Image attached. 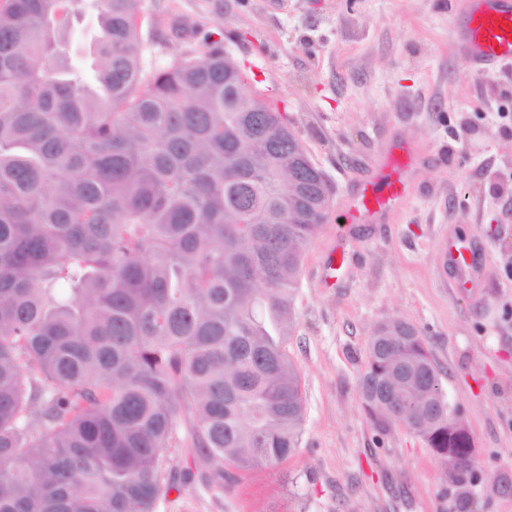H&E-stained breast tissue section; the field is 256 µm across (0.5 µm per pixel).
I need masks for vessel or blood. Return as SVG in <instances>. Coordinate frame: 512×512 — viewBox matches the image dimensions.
Segmentation results:
<instances>
[{"label": "vessel or blood", "instance_id": "1", "mask_svg": "<svg viewBox=\"0 0 512 512\" xmlns=\"http://www.w3.org/2000/svg\"><path fill=\"white\" fill-rule=\"evenodd\" d=\"M456 32L476 70L512 63V0H471L461 15ZM411 160L410 154L391 159L390 171L382 185L368 184L351 200L349 212L358 218L396 208L407 193L401 175ZM443 264L452 267L457 284H466L481 264L480 256L468 240L439 237L435 242Z\"/></svg>", "mask_w": 512, "mask_h": 512}]
</instances>
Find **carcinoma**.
I'll return each mask as SVG.
<instances>
[{
    "label": "carcinoma",
    "mask_w": 512,
    "mask_h": 512,
    "mask_svg": "<svg viewBox=\"0 0 512 512\" xmlns=\"http://www.w3.org/2000/svg\"><path fill=\"white\" fill-rule=\"evenodd\" d=\"M69 2L0 0V512H157L299 448L288 338L331 189L220 47L146 73L140 0H92L87 81ZM360 389L471 483L414 326L375 328ZM95 32V21L92 16H85L74 21L68 32L69 62L74 66H84L83 50Z\"/></svg>",
    "instance_id": "cac0c4a2"
}]
</instances>
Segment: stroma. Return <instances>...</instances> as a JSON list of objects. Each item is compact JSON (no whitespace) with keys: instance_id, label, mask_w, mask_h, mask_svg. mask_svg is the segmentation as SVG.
I'll return each instance as SVG.
<instances>
[{"instance_id":"stroma-1","label":"stroma","mask_w":512,"mask_h":512,"mask_svg":"<svg viewBox=\"0 0 512 512\" xmlns=\"http://www.w3.org/2000/svg\"><path fill=\"white\" fill-rule=\"evenodd\" d=\"M466 0H141L146 71L222 47L247 91L284 112L332 188L307 247L288 354L305 402L296 454L187 486L158 512H512V70L475 72L454 25ZM412 146L397 210L346 220L392 152ZM469 239L484 265L464 293L437 237ZM336 279L322 270L335 251ZM417 328L448 409L475 443L459 504L421 437L379 431L360 376L375 327Z\"/></svg>"}]
</instances>
